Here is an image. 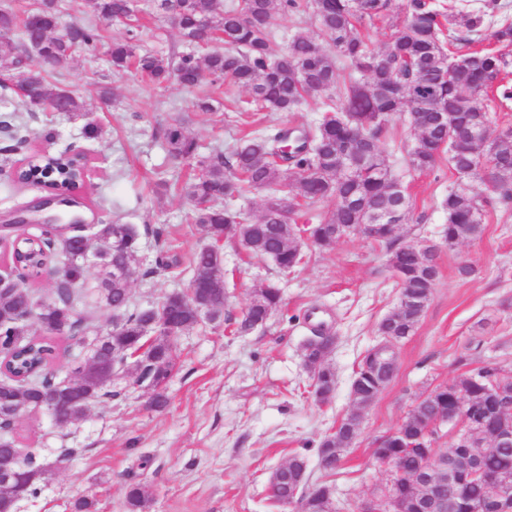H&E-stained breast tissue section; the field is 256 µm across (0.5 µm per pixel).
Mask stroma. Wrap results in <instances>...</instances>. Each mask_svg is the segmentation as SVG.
<instances>
[{"label":"stroma","instance_id":"stroma-1","mask_svg":"<svg viewBox=\"0 0 512 512\" xmlns=\"http://www.w3.org/2000/svg\"><path fill=\"white\" fill-rule=\"evenodd\" d=\"M95 49L74 57L59 79L81 97L86 114L33 112L15 96L0 91V219L32 208L47 198L45 188L19 181L14 171L39 153L68 146L87 158L88 178L79 194L78 212L89 224L120 220L141 232L142 266L131 277L135 303L157 304L163 296L186 290L188 264L200 235L188 221L189 206L176 191H155V173L169 170L175 183L195 169L187 162L167 167L165 129L181 123L203 144L231 149L258 129L271 131L314 123L324 99L313 96L292 112L246 108L245 91L202 84L196 92L170 82L147 90L135 71L113 69L108 45L124 37L118 24L103 25ZM138 52L170 55L184 51L179 32L167 17L153 13L140 30ZM112 90L107 104L99 87ZM218 101L220 122L195 112L194 94ZM101 125L97 138L83 134L87 122ZM412 139L407 122L394 120L382 142L394 174L411 198L415 215L396 232L398 243L438 242L439 280L413 334L396 348L397 371L377 400L362 410L355 447L347 449L335 471L324 470L318 447L325 433L353 409L350 388L359 360L378 339L379 322L399 301L387 264L386 248L351 233L328 250L314 251L310 262L283 274L269 261L248 258L235 245L224 247L228 297L224 323L201 321L173 337L176 369L167 385V406L151 410L150 390L126 373L113 385L117 395L95 404L84 418L65 427L39 411L16 421L12 436L34 451L48 472L38 497L16 504V512H73L81 497L95 499V512H128L129 484L148 486L149 512H298L274 505L269 475L296 453L308 460L311 481L335 488L337 504L356 505L378 496L388 473L371 457V445L396 429L414 402L463 372L460 358L488 357L512 364V210L494 211L480 239L454 247L441 244L444 213L440 201L455 178L447 162L430 172L413 170L399 145ZM162 229L171 255L181 265L155 270L158 247L152 236ZM467 263L475 273L460 278ZM278 282L282 301L265 326L239 336L229 322L237 318L256 289ZM326 322L338 343L330 358L337 387L328 404H316L306 391L301 345L310 323ZM62 468H55V460Z\"/></svg>","mask_w":512,"mask_h":512}]
</instances>
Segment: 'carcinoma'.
<instances>
[{"label":"carcinoma","mask_w":512,"mask_h":512,"mask_svg":"<svg viewBox=\"0 0 512 512\" xmlns=\"http://www.w3.org/2000/svg\"><path fill=\"white\" fill-rule=\"evenodd\" d=\"M87 2L99 20L125 26L128 38L113 42L108 50L112 66L135 68L151 91L172 79L188 90L208 81L240 88L251 96L249 103L271 112H291L312 95L325 94L327 101L320 119L299 132L302 139L286 129L274 134L257 130L227 153L214 148L202 157L201 145L184 127L166 128L171 167L197 159V169L181 193L190 205L188 220L197 226L206 245L191 255L190 289L165 296L160 314L152 306L132 302L130 278L117 277L108 268L93 270L83 260L84 242L105 228L109 261H118L133 273L140 261L139 231L134 225L114 221L80 228L41 224L38 232L16 237L11 263L17 288L0 300V353L4 354L0 400L15 405L13 413L0 417V468L8 467L17 476L22 472L32 475L26 480L27 498L38 497L46 470L20 453L9 433L23 412H50L44 396L52 393L61 400L81 391L88 405L111 399L118 396L112 390L113 381L132 369L136 382L152 390V407H164V392L176 368L170 338L206 317L201 309L209 298L226 296L224 253L210 251L207 245L235 243L249 255L270 259L288 272L311 260L306 238L317 249H329L358 225L371 223L373 215L390 209L397 210L398 220L405 222L412 210L410 198L397 189L400 182L382 147L393 117L410 119L414 113L428 117L426 128L411 126L413 141L404 144L414 169L431 171L448 155L455 183L440 201L448 247L480 238L492 211L512 210V194L493 189L498 181L512 179V125L502 127L489 142L450 152L442 147L448 135L446 126L435 122L438 113L447 112L470 128H481L490 123L489 112L477 103L482 94L491 91L501 100L512 99V85L506 81L509 62L504 55L458 35L462 29L476 35L481 32L484 13L480 10L454 13L434 0H404L399 6L402 19L395 24L389 43L376 51L363 28L378 19H391L393 0H238L229 10L221 9L219 0H177L179 32L191 51L162 57L136 53L131 39L142 27V13L149 8L164 12L170 0ZM65 10V0H29L22 11L0 6V40L18 37L25 53L34 44L41 47L37 66H24L23 56L15 54L4 57L0 74V87L15 80V95L29 109L37 102L42 112L46 103L52 112L80 114L85 110L83 101L58 82L59 62L95 46L101 34L91 25L60 28ZM288 12L311 13L316 31L295 33L279 53L273 46L274 30L279 17ZM18 178L40 182L71 203L83 174L73 158L53 155L38 157ZM261 189L271 195L257 217L250 209L219 205L226 197ZM298 199L308 206L331 201L334 208L321 214L317 223L298 227L289 223L288 216ZM376 241L388 245V265L402 274L401 292L410 303L396 307L380 321V340L358 362L350 390L358 409L393 380L380 374L379 355L389 348L387 337L403 340L412 335L438 277L436 257L429 259L433 266L427 271L424 259L411 246L396 244L395 229L380 225ZM49 264L59 265L61 279L53 297L40 301L27 280L39 276ZM88 298L99 307L118 310V315L105 326L92 324L91 317L78 311L79 303ZM280 302L276 284L257 289L233 322L235 332L247 334L263 326ZM27 314L40 322L45 335L29 332L28 321L23 319ZM156 315L167 323L149 360L140 365L133 355L145 341V325ZM222 316L224 310L216 309L206 318L215 321ZM53 336H64L81 347L71 375L63 379L48 371L57 357ZM335 348V333L323 327L312 329L301 347L309 394L319 404L329 403L336 392V372L329 363ZM505 378L501 362L489 358L413 406L397 433L376 450L379 455L395 457L403 473L398 483L386 488L382 512H415L425 455L417 438L426 434L428 442L437 441L438 419L459 410L462 400L475 403L485 386ZM359 430V415L345 417L335 432L323 437L319 460L334 448L351 447ZM475 451L481 457L484 477L450 483L445 493L448 501L463 503L469 512H484L497 493L498 475H512V446L497 448L479 437ZM327 487L325 482L308 479L298 486L284 482L274 488L271 499L277 506L294 505L300 512H337L324 500ZM149 502L146 486L137 483L128 488L129 512H144Z\"/></svg>","instance_id":"carcinoma-1"}]
</instances>
